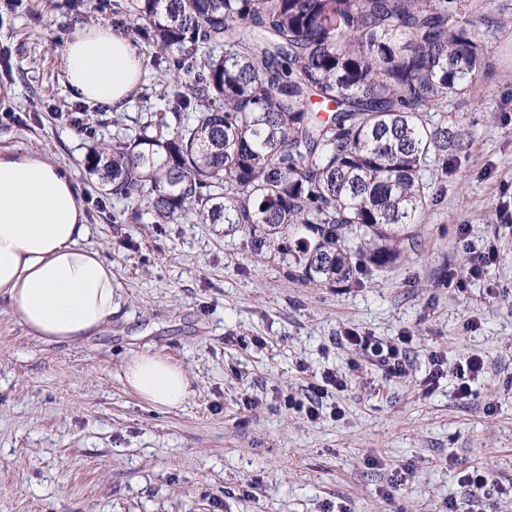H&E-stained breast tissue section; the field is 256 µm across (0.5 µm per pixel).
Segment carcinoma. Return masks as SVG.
Instances as JSON below:
<instances>
[{
  "instance_id": "obj_1",
  "label": "carcinoma",
  "mask_w": 512,
  "mask_h": 512,
  "mask_svg": "<svg viewBox=\"0 0 512 512\" xmlns=\"http://www.w3.org/2000/svg\"><path fill=\"white\" fill-rule=\"evenodd\" d=\"M481 7L112 0L154 50L170 107L93 146L87 171L98 190L146 201L157 224H227L294 279L353 285L399 259L427 208L430 163L465 147L463 119L444 108L485 66Z\"/></svg>"
}]
</instances>
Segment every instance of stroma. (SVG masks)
Returning <instances> with one entry per match:
<instances>
[{"label": "stroma", "instance_id": "obj_1", "mask_svg": "<svg viewBox=\"0 0 512 512\" xmlns=\"http://www.w3.org/2000/svg\"><path fill=\"white\" fill-rule=\"evenodd\" d=\"M84 23L67 0H0V150L71 174L86 243L121 295L74 344L33 339L0 302V512H448L452 500L467 512L459 470L512 483V0H483L487 67L448 101L472 123L470 148L431 165L401 259L352 287L292 279L224 224H158L147 210L113 223L126 204L91 188L88 148L124 136L142 104L167 103L147 63L123 108L81 104L60 49ZM491 245L494 263L469 275L466 248ZM347 330L406 337L409 376L383 379L371 355L338 344ZM141 353L185 370L183 406L156 408L126 385ZM474 353L486 371L463 398L453 369ZM435 354L444 373L428 387ZM327 370L348 386L318 420L283 405Z\"/></svg>", "mask_w": 512, "mask_h": 512}]
</instances>
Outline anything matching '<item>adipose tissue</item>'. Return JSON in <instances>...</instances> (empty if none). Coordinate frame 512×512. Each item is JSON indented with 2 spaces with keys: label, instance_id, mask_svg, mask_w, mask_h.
<instances>
[{
  "label": "adipose tissue",
  "instance_id": "adipose-tissue-1",
  "mask_svg": "<svg viewBox=\"0 0 512 512\" xmlns=\"http://www.w3.org/2000/svg\"><path fill=\"white\" fill-rule=\"evenodd\" d=\"M75 97L115 109L142 75V58L124 32L84 27L62 48ZM84 206L73 180L36 154L0 151V300L33 338L77 342L111 320L119 292L112 267L85 247ZM125 382L154 406L176 409L190 396L184 370L156 354L131 358Z\"/></svg>",
  "mask_w": 512,
  "mask_h": 512
}]
</instances>
